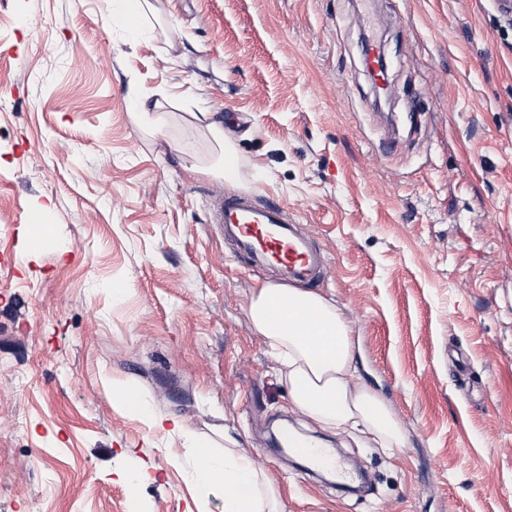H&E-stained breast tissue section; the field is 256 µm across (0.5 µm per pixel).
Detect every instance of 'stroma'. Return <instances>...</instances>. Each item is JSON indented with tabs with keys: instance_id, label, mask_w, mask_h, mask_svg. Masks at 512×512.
Returning <instances> with one entry per match:
<instances>
[{
	"instance_id": "1",
	"label": "stroma",
	"mask_w": 512,
	"mask_h": 512,
	"mask_svg": "<svg viewBox=\"0 0 512 512\" xmlns=\"http://www.w3.org/2000/svg\"><path fill=\"white\" fill-rule=\"evenodd\" d=\"M157 6L163 36L111 27L107 0H0V512H197L188 434L234 441L282 512H512V0ZM168 95L139 122L134 99ZM199 111L233 137L237 185L186 137ZM233 193L326 254L313 290L400 451L293 405L247 316L261 279L212 220ZM116 379L183 434L124 411ZM284 425L365 488L278 452Z\"/></svg>"
}]
</instances>
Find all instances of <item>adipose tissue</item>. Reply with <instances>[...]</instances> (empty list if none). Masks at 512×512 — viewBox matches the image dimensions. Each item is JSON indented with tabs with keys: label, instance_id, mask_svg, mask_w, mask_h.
Returning <instances> with one entry per match:
<instances>
[{
	"label": "adipose tissue",
	"instance_id": "adipose-tissue-1",
	"mask_svg": "<svg viewBox=\"0 0 512 512\" xmlns=\"http://www.w3.org/2000/svg\"><path fill=\"white\" fill-rule=\"evenodd\" d=\"M188 130L208 134L220 150L215 176L238 181V155L224 125L212 113H191ZM248 317L263 336L288 380L295 407L327 430L354 428L380 447L401 448L406 435L388 407L356 382L354 344L342 316L330 301L301 288L266 282L250 298ZM195 448L190 482L199 492L220 484L225 490L224 512H280L275 483L258 472L240 450L216 454Z\"/></svg>",
	"mask_w": 512,
	"mask_h": 512
}]
</instances>
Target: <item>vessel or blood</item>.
Masks as SVG:
<instances>
[{"mask_svg":"<svg viewBox=\"0 0 512 512\" xmlns=\"http://www.w3.org/2000/svg\"><path fill=\"white\" fill-rule=\"evenodd\" d=\"M214 219L254 273L271 271L298 285L319 278L324 255L314 249L300 225L286 219L282 207L257 206L249 197L230 195L219 202Z\"/></svg>","mask_w":512,"mask_h":512,"instance_id":"obj_1","label":"vessel or blood"}]
</instances>
